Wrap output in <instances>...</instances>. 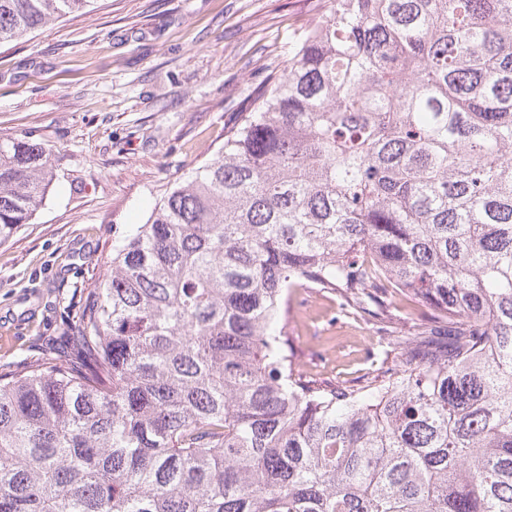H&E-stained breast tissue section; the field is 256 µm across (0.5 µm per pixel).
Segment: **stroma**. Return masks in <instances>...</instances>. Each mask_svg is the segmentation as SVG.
Returning a JSON list of instances; mask_svg holds the SVG:
<instances>
[{"label": "stroma", "mask_w": 512, "mask_h": 512, "mask_svg": "<svg viewBox=\"0 0 512 512\" xmlns=\"http://www.w3.org/2000/svg\"><path fill=\"white\" fill-rule=\"evenodd\" d=\"M326 0H98L0 46V138L52 151L57 178L31 224L0 245V368L58 344L64 304L109 273L113 241L209 159L244 99L288 62ZM295 360L349 384L392 363L387 333L331 294L297 289Z\"/></svg>", "instance_id": "obj_1"}]
</instances>
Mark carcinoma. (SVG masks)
I'll return each instance as SVG.
<instances>
[{"instance_id":"obj_1","label":"carcinoma","mask_w":512,"mask_h":512,"mask_svg":"<svg viewBox=\"0 0 512 512\" xmlns=\"http://www.w3.org/2000/svg\"><path fill=\"white\" fill-rule=\"evenodd\" d=\"M96 0H0V45ZM215 155L0 372V512H512V0H328ZM49 151L0 139V245ZM424 309L296 367L290 294Z\"/></svg>"}]
</instances>
